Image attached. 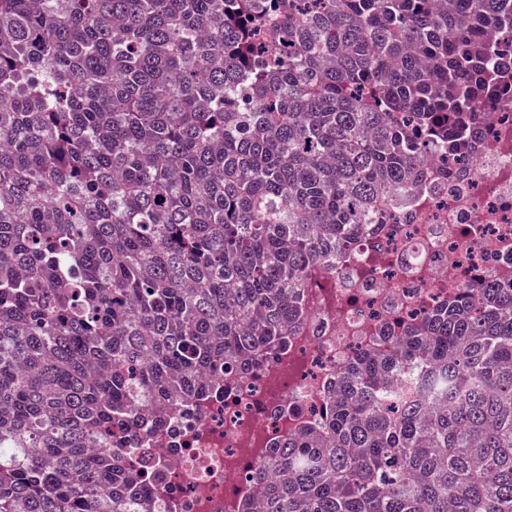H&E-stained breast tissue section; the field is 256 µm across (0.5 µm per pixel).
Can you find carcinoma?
Instances as JSON below:
<instances>
[{"label": "carcinoma", "instance_id": "1", "mask_svg": "<svg viewBox=\"0 0 512 512\" xmlns=\"http://www.w3.org/2000/svg\"><path fill=\"white\" fill-rule=\"evenodd\" d=\"M512 0H0V512H153L125 462L288 352L305 287L512 101ZM261 510L512 512V284L266 450Z\"/></svg>", "mask_w": 512, "mask_h": 512}]
</instances>
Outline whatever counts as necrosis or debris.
Wrapping results in <instances>:
<instances>
[{
  "label": "necrosis or debris",
  "instance_id": "necrosis-or-debris-1",
  "mask_svg": "<svg viewBox=\"0 0 512 512\" xmlns=\"http://www.w3.org/2000/svg\"><path fill=\"white\" fill-rule=\"evenodd\" d=\"M512 267V112L482 115L469 164L427 165L419 192L395 199L386 220L316 273L307 320L288 352L245 379L224 402L180 410L152 437L172 484L156 512H230L256 494L257 455L304 421L319 420L330 383L357 353L424 319L450 290Z\"/></svg>",
  "mask_w": 512,
  "mask_h": 512
}]
</instances>
